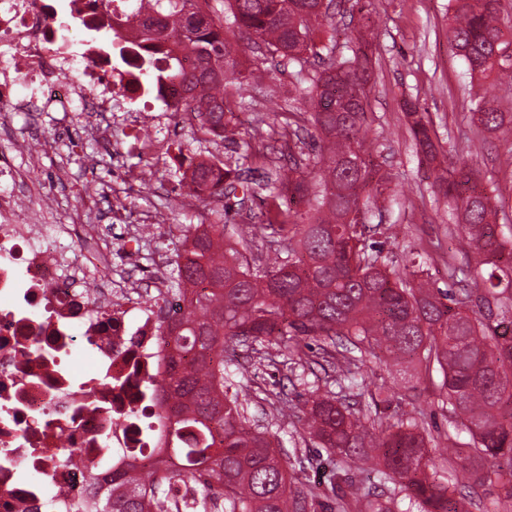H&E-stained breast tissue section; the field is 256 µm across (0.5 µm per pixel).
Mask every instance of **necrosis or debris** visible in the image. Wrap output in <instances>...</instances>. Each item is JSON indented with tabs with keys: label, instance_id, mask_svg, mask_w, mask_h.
<instances>
[{
	"label": "necrosis or debris",
	"instance_id": "1",
	"mask_svg": "<svg viewBox=\"0 0 512 512\" xmlns=\"http://www.w3.org/2000/svg\"><path fill=\"white\" fill-rule=\"evenodd\" d=\"M82 32L62 38L57 0H0V112H184L175 83L146 79L140 28L126 9L66 0ZM118 32L101 45L83 31ZM95 297L65 276L55 245L0 195V512H69L89 477L148 464L165 445L143 389L162 378L155 312L116 305L112 255L98 253ZM103 313L93 316L92 305Z\"/></svg>",
	"mask_w": 512,
	"mask_h": 512
}]
</instances>
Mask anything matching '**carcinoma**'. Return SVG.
<instances>
[{
    "label": "carcinoma",
    "instance_id": "1",
    "mask_svg": "<svg viewBox=\"0 0 512 512\" xmlns=\"http://www.w3.org/2000/svg\"><path fill=\"white\" fill-rule=\"evenodd\" d=\"M230 25L257 47L288 65L301 84L309 109L273 110V122L298 136L306 122L317 132L312 152L293 158L288 169L252 177L261 153V133L241 137L226 89L241 88L253 72L238 60V47L224 25L202 10L199 0H141L150 10L142 24L145 40L164 29L173 47L145 59L146 76L176 82L191 96L201 128H221L237 157L221 166L202 162L191 172L189 192L213 211L218 223L192 239L170 241L176 261L167 294L183 296L197 283L208 286L176 319L158 325L168 375L146 387L161 408V419L179 451L182 466L162 457L142 472L112 475V495L79 500L73 512H394L401 491L418 512H464L462 500L478 487L495 499L512 501V225L498 223V209L477 171L463 164L436 173L439 193L458 217L480 272L459 292L435 287L422 269H389L381 250L368 242L364 213L392 188L387 162L369 137V43L358 41L347 57H336L335 36H324L328 12L322 0H230ZM448 39L471 74L512 81V62L503 58L512 25L501 16L500 0H449ZM191 58L194 66L183 64ZM320 64L307 72L310 61ZM200 86L220 88L216 99L193 97ZM410 131L423 159L434 164L440 150L415 103L405 102ZM483 131L512 140V113L483 98L471 112ZM204 188L208 196L197 195ZM269 192L265 223L258 229L273 263L253 264L242 249L224 246L220 221L241 211L243 196ZM498 313H493V310ZM252 337L261 348L289 359L301 357L300 337L328 343L325 362L349 380L353 353H385L410 369L426 361L442 371V404L454 428L472 443L446 449L448 467L464 462L472 482H442L427 459V444L414 418L382 419L314 386L304 401L307 431L316 448L339 460L329 486L306 484L288 472L282 453L245 415L240 392L224 378V344ZM382 466L379 492L356 483L364 464Z\"/></svg>",
    "mask_w": 512,
    "mask_h": 512
}]
</instances>
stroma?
I'll list each match as a JSON object with an SVG mask.
<instances>
[{"label": "stroma", "mask_w": 512, "mask_h": 512, "mask_svg": "<svg viewBox=\"0 0 512 512\" xmlns=\"http://www.w3.org/2000/svg\"><path fill=\"white\" fill-rule=\"evenodd\" d=\"M366 7L377 19L371 39L367 123L370 137L378 139L389 155L387 169L395 191L382 212L369 214L370 222L378 226L372 239L390 266L401 269L417 263L437 287H463V280L449 281L448 265L465 266L474 257L465 252L455 217L449 216L434 191V172L416 152L403 102L412 100L430 119L449 161L469 164L484 184L494 188L502 205L500 221L512 224V143L491 137L470 121L472 109L484 96L493 98L500 111L512 113V84L471 78L463 57L448 39V0H366ZM241 59L255 73L248 84L228 93L229 100L243 105L238 114L242 133L252 132L257 119L268 118L272 103L303 106L293 75L275 69L246 42L241 45ZM154 119L151 112H117L111 125L100 131L75 124L65 141L56 137L64 120L60 112H17L0 122V141L10 137L17 143L11 158L18 166L27 162L21 143L51 138V146L38 157L51 185L25 187L21 207L30 215L47 214L49 223L70 224L71 262H81L78 245L100 223L106 203L116 201L126 208L135 220L132 232L141 243L138 253L129 258L136 271L130 281L134 288L164 283L169 270L156 266L164 253L159 241L172 237L174 228L189 223L194 213L185 204L180 183L183 170L199 155L223 161L231 154L224 142L209 140L199 128L176 119L169 126L173 144L169 156L161 158L125 143L127 127ZM234 352L251 397L250 411L262 415L264 427L288 458L289 470L297 471L304 482L327 480L331 462H304L312 442L298 419L309 386L325 382L319 347L308 350L305 365L276 369L244 347H235ZM356 379L351 402L367 406L371 394L381 387L398 393L390 410L416 417L431 434L428 454L437 464L439 478H461V471L449 470L439 440L451 431L452 423L447 407L439 401L442 373L437 366H421L407 376L399 366L365 353ZM279 391L288 395L284 420L268 413L267 397Z\"/></svg>", "instance_id": "1"}]
</instances>
